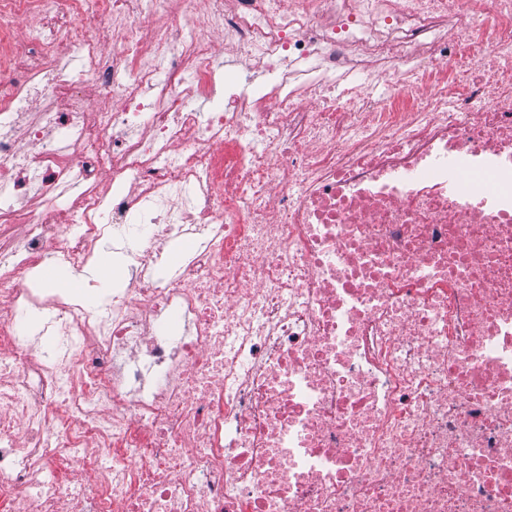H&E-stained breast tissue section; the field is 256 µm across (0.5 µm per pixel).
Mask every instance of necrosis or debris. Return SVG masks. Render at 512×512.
<instances>
[{
    "instance_id": "4bbe7bcc",
    "label": "necrosis or debris",
    "mask_w": 512,
    "mask_h": 512,
    "mask_svg": "<svg viewBox=\"0 0 512 512\" xmlns=\"http://www.w3.org/2000/svg\"><path fill=\"white\" fill-rule=\"evenodd\" d=\"M32 13L0 512H512V0H0V46ZM112 231L108 309L35 285Z\"/></svg>"
}]
</instances>
